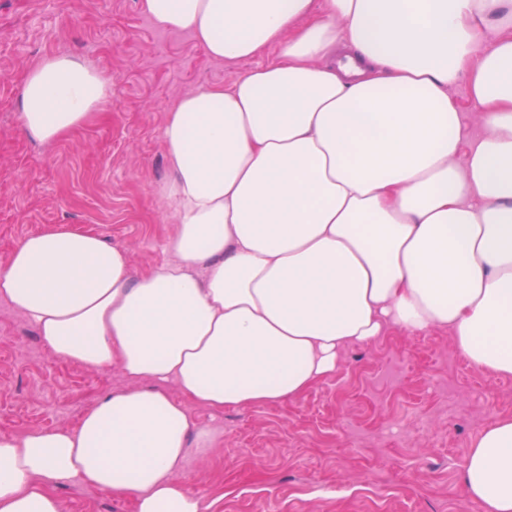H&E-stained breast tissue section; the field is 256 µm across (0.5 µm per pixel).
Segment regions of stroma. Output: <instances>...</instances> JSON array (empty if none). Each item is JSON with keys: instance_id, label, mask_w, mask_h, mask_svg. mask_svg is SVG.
Instances as JSON below:
<instances>
[{"instance_id": "1", "label": "stroma", "mask_w": 512, "mask_h": 512, "mask_svg": "<svg viewBox=\"0 0 512 512\" xmlns=\"http://www.w3.org/2000/svg\"><path fill=\"white\" fill-rule=\"evenodd\" d=\"M54 54L110 90L93 124L41 143L21 131V85ZM253 66L210 58L191 35L156 25L141 0H0V264L21 238L58 225L129 246L138 272L167 261L174 220L156 193L170 174L167 112ZM126 385L117 367L58 359L0 300V432L74 425ZM190 414L223 432L181 474L214 512H463L466 455L512 414V377L470 366L449 331L391 329L347 346L335 374L300 399ZM57 494L64 512H133L88 486Z\"/></svg>"}]
</instances>
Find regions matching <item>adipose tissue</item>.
<instances>
[{
	"label": "adipose tissue",
	"mask_w": 512,
	"mask_h": 512,
	"mask_svg": "<svg viewBox=\"0 0 512 512\" xmlns=\"http://www.w3.org/2000/svg\"><path fill=\"white\" fill-rule=\"evenodd\" d=\"M142 7L211 58L266 62L167 115L168 261L136 274L127 246L53 226L0 265V299L56 357L129 382L75 425L0 433V512H63L69 484L134 512H210L180 474L222 433L189 405L298 399L392 327L449 330L472 366L512 377V0ZM460 82L484 112L471 144ZM107 95L94 70L48 57L23 83L22 129L58 140ZM463 475L484 512H512V416L472 441Z\"/></svg>",
	"instance_id": "1"
}]
</instances>
